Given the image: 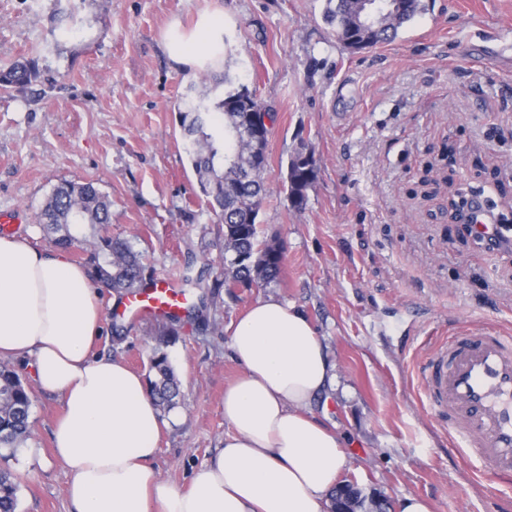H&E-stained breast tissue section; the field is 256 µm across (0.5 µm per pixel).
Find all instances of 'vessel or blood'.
I'll use <instances>...</instances> for the list:
<instances>
[{
	"instance_id": "1",
	"label": "vessel or blood",
	"mask_w": 512,
	"mask_h": 512,
	"mask_svg": "<svg viewBox=\"0 0 512 512\" xmlns=\"http://www.w3.org/2000/svg\"><path fill=\"white\" fill-rule=\"evenodd\" d=\"M184 296L176 284L157 278L127 297L134 319L171 315ZM427 396L447 409L459 447L494 472L512 468V336L482 329L468 332L437 352L428 366Z\"/></svg>"
}]
</instances>
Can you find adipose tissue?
<instances>
[{
  "label": "adipose tissue",
  "instance_id": "1",
  "mask_svg": "<svg viewBox=\"0 0 512 512\" xmlns=\"http://www.w3.org/2000/svg\"><path fill=\"white\" fill-rule=\"evenodd\" d=\"M223 32V16L202 14L170 56L218 67ZM102 323L84 268L0 238V359L30 357L39 389L63 404L53 456L71 475L75 512H327L348 455L311 406L335 386L336 366L297 307L260 300L233 324L241 373L224 390L230 430L184 492L150 465L162 419L146 379L92 353Z\"/></svg>",
  "mask_w": 512,
  "mask_h": 512
}]
</instances>
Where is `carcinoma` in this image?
<instances>
[{"label": "carcinoma", "instance_id": "carcinoma-1", "mask_svg": "<svg viewBox=\"0 0 512 512\" xmlns=\"http://www.w3.org/2000/svg\"><path fill=\"white\" fill-rule=\"evenodd\" d=\"M325 20L336 29L346 47L358 40L372 48L395 38L399 29L422 10V0H376L378 9L370 13L366 0H326ZM35 62H21L0 71V87L23 89L37 79ZM247 111L269 115V111L248 87L229 90L213 101L191 84L179 111L180 133L185 151L197 176L201 194L210 212L224 225V275L214 278L211 287H268L280 282L282 251L278 244L260 236L258 214L267 194L264 173L267 165H256L252 146L242 132ZM300 147L287 164L283 191L293 208L306 207V190L316 174L306 170ZM112 202L93 183L62 182L37 214V223L54 235L53 243L70 250L87 245L88 270L92 280L123 296L151 279L138 251L127 239L101 233L111 222ZM154 378L149 389L162 410L175 407L179 385L168 355L158 349L150 363ZM32 394L29 386L9 365L0 364V460L13 456L29 437ZM19 478L0 467V512H17Z\"/></svg>", "mask_w": 512, "mask_h": 512}]
</instances>
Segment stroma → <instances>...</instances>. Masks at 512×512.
Masks as SVG:
<instances>
[{
    "label": "stroma",
    "mask_w": 512,
    "mask_h": 512,
    "mask_svg": "<svg viewBox=\"0 0 512 512\" xmlns=\"http://www.w3.org/2000/svg\"><path fill=\"white\" fill-rule=\"evenodd\" d=\"M390 42L352 50L325 0H0V70L36 60L39 76L0 89V214L5 235L51 248L36 214L62 181L112 201L115 238H134L155 276L218 258L224 227L199 195L178 106L198 71L166 39L200 14L224 16L223 72L273 112L258 215L283 253L279 284L219 290L199 321L116 315L102 292L97 355L148 374L164 348L180 383L152 468L179 490L224 444V387L241 371L231 325L275 298L302 310L336 366L313 411L346 440L342 480L432 512H512V478L457 447L425 395L422 366L472 329L512 335V246L489 249L453 221L448 201L484 184L493 215L512 213V0H424ZM69 36H62V29ZM317 176L295 210L282 181L299 146ZM63 405L34 391L31 436L8 466L17 512H73L70 474L52 456Z\"/></svg>",
    "instance_id": "35a3bbf8"
}]
</instances>
